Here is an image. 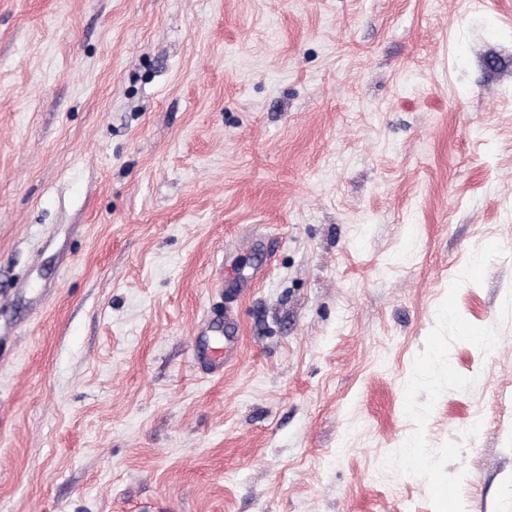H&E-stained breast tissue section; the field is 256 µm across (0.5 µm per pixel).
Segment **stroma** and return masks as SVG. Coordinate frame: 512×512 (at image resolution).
Returning <instances> with one entry per match:
<instances>
[{"label": "stroma", "instance_id": "stroma-1", "mask_svg": "<svg viewBox=\"0 0 512 512\" xmlns=\"http://www.w3.org/2000/svg\"><path fill=\"white\" fill-rule=\"evenodd\" d=\"M512 512V0H0V512ZM238 314V362L208 371Z\"/></svg>", "mask_w": 512, "mask_h": 512}]
</instances>
